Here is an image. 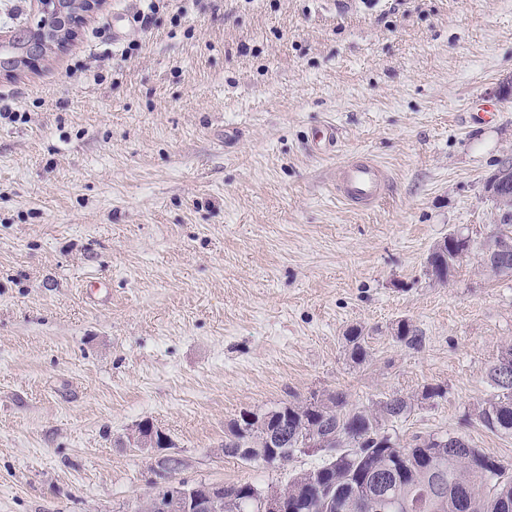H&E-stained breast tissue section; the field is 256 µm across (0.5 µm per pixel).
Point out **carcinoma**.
<instances>
[{
    "label": "carcinoma",
    "mask_w": 512,
    "mask_h": 512,
    "mask_svg": "<svg viewBox=\"0 0 512 512\" xmlns=\"http://www.w3.org/2000/svg\"><path fill=\"white\" fill-rule=\"evenodd\" d=\"M471 238L450 234L440 241L427 259V271L443 282L450 275L459 254L469 252ZM480 255L491 272L512 274V222L495 225L493 234L479 246ZM397 339L408 346L422 342L419 331L403 321ZM351 356L363 362L368 357L361 331L348 334ZM512 366V347L497 358L488 371L496 390L477 411L475 419L486 429L512 434V380L497 373L499 364ZM343 394L312 397L273 410L269 420L262 414L250 419L240 416L224 441V453L236 455L238 448H250L248 462L259 455L273 464L289 460L307 442L330 448L332 454L316 471L323 475L311 483L312 471H302L288 481L281 492L296 503L298 512H394L387 500L402 502L405 512H512V468L472 447L459 435L417 436L403 444L381 430V421H393L411 410V402L392 396L375 409H346ZM279 432L277 443L269 446L270 431Z\"/></svg>",
    "instance_id": "carcinoma-1"
}]
</instances>
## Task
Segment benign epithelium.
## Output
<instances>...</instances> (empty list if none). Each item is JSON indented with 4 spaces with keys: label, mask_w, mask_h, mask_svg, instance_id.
<instances>
[{
    "label": "benign epithelium",
    "mask_w": 512,
    "mask_h": 512,
    "mask_svg": "<svg viewBox=\"0 0 512 512\" xmlns=\"http://www.w3.org/2000/svg\"><path fill=\"white\" fill-rule=\"evenodd\" d=\"M102 0H38L40 20L28 31L25 59L34 61L46 47L64 44L67 33L76 32L83 16L99 9ZM129 442L141 450L156 454L153 473L161 477L163 489L140 506L142 512H224L228 498L224 485L198 483L189 485L163 476L164 470L179 469V458L160 453L167 446L168 438L148 423H139L128 436ZM249 501L255 512H291L288 496L269 488L252 489Z\"/></svg>",
    "instance_id": "benign-epithelium-1"
}]
</instances>
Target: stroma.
Returning <instances> with one entry per match:
<instances>
[{"mask_svg": "<svg viewBox=\"0 0 512 512\" xmlns=\"http://www.w3.org/2000/svg\"><path fill=\"white\" fill-rule=\"evenodd\" d=\"M145 7L104 0L0 72V512H136L145 420L176 480L285 486L323 453L247 464L222 451L231 423L335 392L409 398L383 424L401 441L460 435L512 465V435L471 418L512 347V276L476 249L447 283L426 271L448 234L494 228L512 0H188L140 31ZM352 157L387 174L373 205L336 191Z\"/></svg>", "mask_w": 512, "mask_h": 512, "instance_id": "35a3bbf8", "label": "stroma"}]
</instances>
